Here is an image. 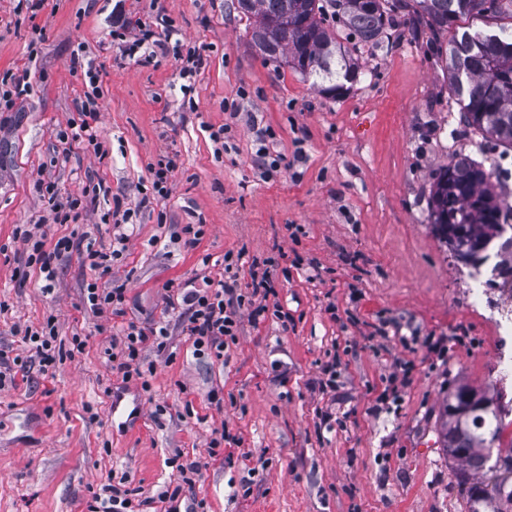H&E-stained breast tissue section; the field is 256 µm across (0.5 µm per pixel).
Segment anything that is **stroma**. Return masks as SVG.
<instances>
[{
	"instance_id": "35a3bbf8",
	"label": "stroma",
	"mask_w": 512,
	"mask_h": 512,
	"mask_svg": "<svg viewBox=\"0 0 512 512\" xmlns=\"http://www.w3.org/2000/svg\"><path fill=\"white\" fill-rule=\"evenodd\" d=\"M16 5L0 0V77L27 85L0 112V344L28 355L15 327L52 315L61 349L76 334L88 345L0 390V512H86L118 483L150 498L146 512H167L155 495L177 484L167 463L176 454L199 467L179 512L200 501L207 512H466L440 415L449 391L467 385L499 396L512 421V383L500 378V291L473 297L468 267L430 222L438 175L476 152V133L448 125L460 105L437 55L450 33L434 31L416 0H398L387 39L344 36L361 74L333 98L251 47L236 0H46L34 15ZM121 13L167 16L202 67L187 72L170 53L130 61L112 39ZM79 51L104 90L100 154L57 137L83 93L70 67ZM266 128L280 158L267 174L253 163ZM168 158L176 166L161 198L148 168ZM47 181L63 198L91 181L106 193L77 223L54 224ZM117 204L137 213L111 271L126 282L127 314L169 329L168 353L149 354L147 392L102 358L121 320L85 309L92 274L78 255L59 262L51 293L38 273L16 276L26 258L17 225L106 246L114 228L100 216ZM187 224L205 230L193 248ZM228 251L244 254L240 288L256 261L275 292L262 315L241 309L237 341L216 360L194 355L164 286L223 280ZM381 316L384 338L373 333ZM332 359L336 386L324 390ZM218 427L227 440L213 456Z\"/></svg>"
}]
</instances>
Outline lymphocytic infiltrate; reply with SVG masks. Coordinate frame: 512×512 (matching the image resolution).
Segmentation results:
<instances>
[{
    "mask_svg": "<svg viewBox=\"0 0 512 512\" xmlns=\"http://www.w3.org/2000/svg\"><path fill=\"white\" fill-rule=\"evenodd\" d=\"M176 28L171 21L160 17L155 24L140 21L123 22L115 36L121 40L124 55L134 62L152 58L156 51L173 50L174 54L185 55L192 68H199L202 59L195 51L184 50L182 41L176 40ZM71 65L84 71L85 90L77 105L75 116L67 122L66 129L60 130L57 137L62 143L81 141L93 152H100L101 144L97 138L96 127L100 117L103 91L99 85V73L93 62H86L80 57H72ZM101 185L86 186L81 195L60 198L54 183H45L43 195L48 199L51 219L56 224L76 221L89 204L99 196ZM132 219L131 210L107 211L101 216L102 223L113 224L117 230L116 244L108 249L94 248L93 244H82L81 240L71 236L58 238L53 244H46L43 236L21 224L15 234L28 247L27 267L38 268L44 285L43 293H51L57 274L56 262L62 257L78 254L82 263L91 271L109 272L123 258L122 246L128 235L126 224ZM241 255L226 252L224 268L228 270L227 279L218 287L203 288L193 281H180L175 285L178 296L183 303V315L187 329L193 336V348L196 354L223 357L225 348L237 340L241 308L254 306L257 297L267 296L272 288L268 277L253 278L250 293H242L237 286L233 269L238 268ZM126 283L115 278L106 284L90 281L86 284L83 299L86 306L96 315H125ZM168 329L164 326L144 327L135 321H128L120 334L113 337L103 354L109 363L114 364L123 380L141 381L153 374L155 365L149 360L146 351L149 345L164 346Z\"/></svg>",
    "mask_w": 512,
    "mask_h": 512,
    "instance_id": "obj_1",
    "label": "lymphocytic infiltrate"
}]
</instances>
